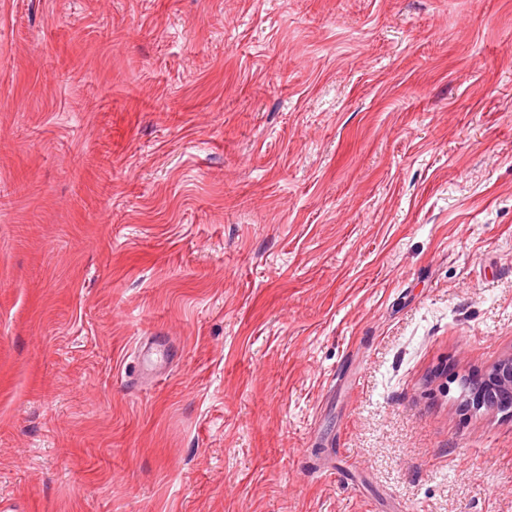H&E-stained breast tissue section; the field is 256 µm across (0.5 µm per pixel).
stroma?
Wrapping results in <instances>:
<instances>
[{"label":"stroma","mask_w":512,"mask_h":512,"mask_svg":"<svg viewBox=\"0 0 512 512\" xmlns=\"http://www.w3.org/2000/svg\"><path fill=\"white\" fill-rule=\"evenodd\" d=\"M511 354L512 0H0L16 512H512ZM168 357L165 350L154 347V344L149 341L140 343V373H147L155 376L163 369L167 363L165 360ZM461 397L466 407L511 412L512 355L499 360L481 378L464 380Z\"/></svg>","instance_id":"stroma-1"}]
</instances>
